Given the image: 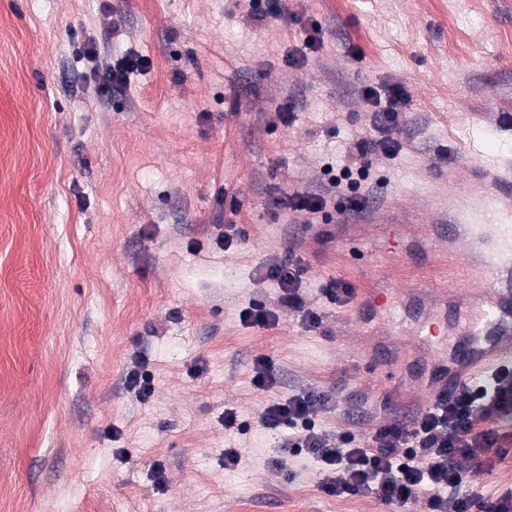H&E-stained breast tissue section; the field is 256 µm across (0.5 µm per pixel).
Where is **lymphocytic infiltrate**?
<instances>
[{"mask_svg":"<svg viewBox=\"0 0 512 512\" xmlns=\"http://www.w3.org/2000/svg\"><path fill=\"white\" fill-rule=\"evenodd\" d=\"M364 96L375 107L373 133L357 143L351 164L328 181L332 192L344 195L345 209L352 213L363 212L369 205L368 195L360 191L366 172L362 160L378 151L395 155L403 149L390 136L407 103L403 87L390 86L383 98L369 88ZM305 272L299 259L291 258L267 264L261 278L277 282L281 305L301 311L307 327L317 329L321 314L304 307L299 295ZM330 407L329 394L307 390L269 404L262 415L267 428L288 429V448L307 451L321 462V485L328 494L343 497L367 491L400 507L424 495L433 512H470L478 499L475 483L456 461L464 458L477 464L486 455L500 452L499 435L491 423L512 413V370L488 381L462 382L437 395L410 422L384 426L371 434L326 433L318 420Z\"/></svg>","mask_w":512,"mask_h":512,"instance_id":"f902f5d3","label":"lymphocytic infiltrate"}]
</instances>
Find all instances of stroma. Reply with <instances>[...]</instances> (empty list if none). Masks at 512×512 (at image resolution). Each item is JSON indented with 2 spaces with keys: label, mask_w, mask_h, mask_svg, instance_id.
Returning <instances> with one entry per match:
<instances>
[{
  "label": "stroma",
  "mask_w": 512,
  "mask_h": 512,
  "mask_svg": "<svg viewBox=\"0 0 512 512\" xmlns=\"http://www.w3.org/2000/svg\"><path fill=\"white\" fill-rule=\"evenodd\" d=\"M287 4L0 0V512H234L239 500L248 512H431L424 499L403 511L328 495L317 460L284 450L261 415L323 390L332 434L426 405L423 385L485 295L450 289L429 338L415 331L422 307L393 314L374 299L447 263L432 226L472 170L512 167V0ZM297 51L304 61L287 65ZM126 54L148 58L147 73L105 92L99 73ZM393 84L409 99L391 132L404 148L369 154V207L345 212L340 195L311 217L275 207L326 183L372 132L364 89ZM291 252L320 329L258 280ZM332 279L354 301L326 297ZM259 305L278 325L241 321ZM260 357L277 373L266 393L251 383ZM135 370L151 376L147 399L127 385ZM495 427L503 451L483 458L472 512L512 487V416Z\"/></svg>",
  "instance_id": "1"
}]
</instances>
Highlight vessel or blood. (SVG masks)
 I'll use <instances>...</instances> for the list:
<instances>
[{"instance_id": "vessel-or-blood-1", "label": "vessel or blood", "mask_w": 512, "mask_h": 512, "mask_svg": "<svg viewBox=\"0 0 512 512\" xmlns=\"http://www.w3.org/2000/svg\"><path fill=\"white\" fill-rule=\"evenodd\" d=\"M493 182V190H476L450 216L455 259L447 276L418 281L414 289L415 296L430 298L469 282L490 295L488 309L472 318L464 343L469 377L512 366V290L505 286L506 275L512 273V225L497 220L512 192V172L496 173Z\"/></svg>"}]
</instances>
